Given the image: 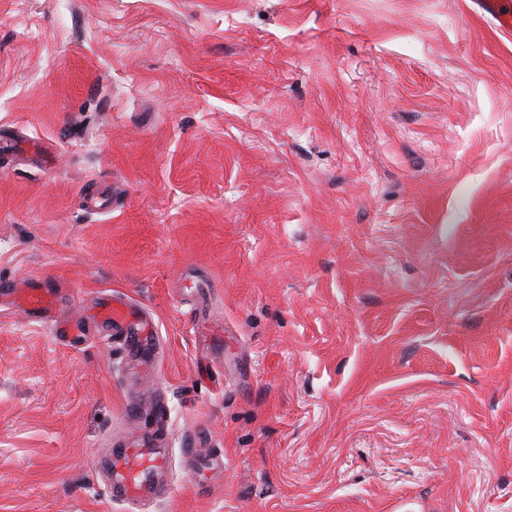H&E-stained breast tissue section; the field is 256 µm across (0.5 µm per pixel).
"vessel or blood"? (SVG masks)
Here are the masks:
<instances>
[{"instance_id": "vessel-or-blood-1", "label": "vessel or blood", "mask_w": 512, "mask_h": 512, "mask_svg": "<svg viewBox=\"0 0 512 512\" xmlns=\"http://www.w3.org/2000/svg\"><path fill=\"white\" fill-rule=\"evenodd\" d=\"M474 12L490 20L504 34L512 33V10L503 0H471ZM54 294L52 290L27 286L23 304L28 315L41 321L52 319ZM99 322L107 324L113 333L123 338V344L138 357L154 355L156 351V325L154 320L127 300L116 297L99 305L96 313ZM168 466L160 452L144 442L134 441L112 455V496L114 499L135 505L161 496L166 487L157 477Z\"/></svg>"}]
</instances>
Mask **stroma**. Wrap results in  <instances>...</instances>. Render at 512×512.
<instances>
[{
    "instance_id": "1",
    "label": "stroma",
    "mask_w": 512,
    "mask_h": 512,
    "mask_svg": "<svg viewBox=\"0 0 512 512\" xmlns=\"http://www.w3.org/2000/svg\"><path fill=\"white\" fill-rule=\"evenodd\" d=\"M33 278L86 334L0 306V512H128L135 438L169 460L138 512H512V35L468 0H0V280ZM96 320L107 324L114 334L123 336V345L131 354L136 357L154 355L155 321L127 300L112 296V301L99 305Z\"/></svg>"
}]
</instances>
